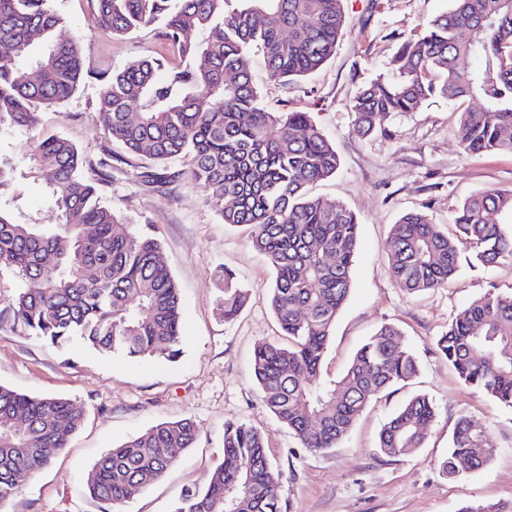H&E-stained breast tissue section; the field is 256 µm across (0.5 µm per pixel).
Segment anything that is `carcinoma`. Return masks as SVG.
I'll list each match as a JSON object with an SVG mask.
<instances>
[{"instance_id": "1", "label": "carcinoma", "mask_w": 512, "mask_h": 512, "mask_svg": "<svg viewBox=\"0 0 512 512\" xmlns=\"http://www.w3.org/2000/svg\"><path fill=\"white\" fill-rule=\"evenodd\" d=\"M96 23L113 36L151 26L180 58L172 68L153 57L102 77L97 111L105 133L127 153L158 164L188 162L185 174L208 192L230 226L250 229L254 248L273 271L271 307L290 339L257 346L251 370L264 406L303 447H336L372 399L411 381L415 354L394 326L377 330L337 381L320 380L336 318L351 290L358 224L334 201L307 187L333 176L336 150L307 112H271L251 75L253 54L271 76L304 77L328 62L345 24L342 0H96ZM54 0H0V138L35 128L39 110L60 106L83 76L81 38L63 41ZM435 97H477L482 109L461 113L460 148L468 156L512 153V0H451V8L405 39L387 66L352 101L355 131L375 119L415 112ZM140 105L132 120L128 108ZM112 149L88 175L68 139L47 135L27 171L0 153V329L52 345L78 338L102 354L168 362L181 353L179 288L160 242L135 233L103 200L99 186ZM41 173L58 224H21L11 208L21 184ZM494 212L504 222L488 220ZM459 236L484 265L512 259V190L489 189L455 213ZM387 275L411 294L446 287L459 270L457 243L423 211L404 214L387 241ZM219 306L232 320L247 293L226 272ZM38 281L30 290L22 284ZM461 381L512 406V294H487L448 323L435 342ZM435 407L410 398L384 424L389 457L424 446ZM85 411L70 399L33 396L0 384V506L17 496L82 428ZM24 424L18 430L16 423ZM188 419L159 422L109 449L88 470L91 497L117 512L129 489L161 477L196 440ZM495 449L484 429L462 416L441 470L460 461L478 469ZM281 473L265 437L247 423L224 425V459L173 512H281Z\"/></svg>"}]
</instances>
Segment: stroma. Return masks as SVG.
Returning <instances> with one entry per match:
<instances>
[{
    "label": "stroma",
    "mask_w": 512,
    "mask_h": 512,
    "mask_svg": "<svg viewBox=\"0 0 512 512\" xmlns=\"http://www.w3.org/2000/svg\"><path fill=\"white\" fill-rule=\"evenodd\" d=\"M68 24L63 37H82L85 76L64 105L43 110L40 125L0 141V151L19 165L41 137L55 133L79 148L86 164H97L111 144L95 103L102 76L150 55L168 58L152 28L127 37L101 31L95 0H55ZM348 23L334 57L297 81L270 76L254 63L253 80L267 107L309 113L340 157L336 175L311 188L316 196L351 209L360 224L352 290L336 318L321 375L339 379L357 349L385 324L396 326L417 356L419 372L404 385L373 399L336 447L302 448L294 433L261 401L250 373L253 352L264 341H281L271 308V268L252 245L247 227L224 224L205 202L206 191L183 174L177 161L154 180L157 166L130 158L113 163L103 199L124 223L160 240L181 293L184 343L177 362L103 355L71 342L58 349L0 330V384L39 396L71 399L86 413L68 448L43 469L0 512H108L92 498L84 479L94 461L129 436L161 421L188 419L197 439L160 479L136 491L122 512H172L181 494L201 486L224 458L228 422H247L265 435L270 463L282 473L283 512H459L466 504L492 502L512 512V407L465 386L435 348L452 318L469 303L495 292L512 294V262L487 266L475 261L472 244L460 246L459 271L445 288L409 294L386 274V241L408 212L426 211L448 236L454 215L473 194L512 189V154L477 157L459 148L462 108L437 99L415 112L383 114L365 137L354 130L352 100L358 89L388 63L415 28L445 11L448 0H343ZM14 212L23 224H53L57 212L43 180L27 181ZM232 272L248 301L233 320L217 305V268ZM427 395L436 417L423 447L397 457L382 454L378 433L409 398ZM481 423L493 459L483 468L451 478L440 463L459 416Z\"/></svg>",
    "instance_id": "1"
}]
</instances>
